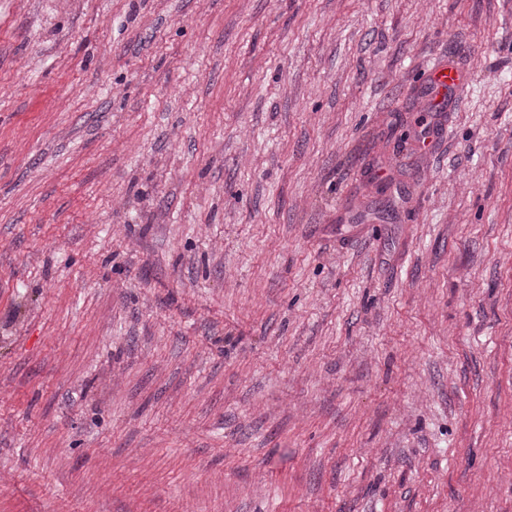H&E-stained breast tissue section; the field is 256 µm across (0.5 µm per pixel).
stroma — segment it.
<instances>
[{
    "mask_svg": "<svg viewBox=\"0 0 512 512\" xmlns=\"http://www.w3.org/2000/svg\"><path fill=\"white\" fill-rule=\"evenodd\" d=\"M0 512H512V0H0Z\"/></svg>",
    "mask_w": 512,
    "mask_h": 512,
    "instance_id": "stroma-1",
    "label": "stroma"
}]
</instances>
